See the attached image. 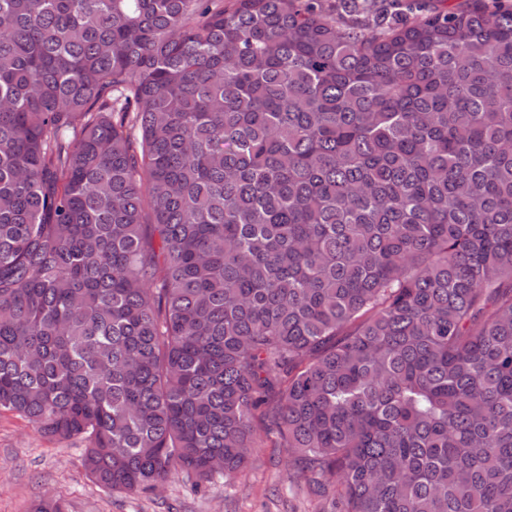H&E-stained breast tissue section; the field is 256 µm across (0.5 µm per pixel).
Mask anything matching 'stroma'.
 Returning <instances> with one entry per match:
<instances>
[{
    "label": "stroma",
    "instance_id": "1",
    "mask_svg": "<svg viewBox=\"0 0 512 512\" xmlns=\"http://www.w3.org/2000/svg\"><path fill=\"white\" fill-rule=\"evenodd\" d=\"M265 436L246 472L218 477L195 489L183 473L162 488L127 494L98 487L83 466L86 444L45 436L19 416L0 413V512H32L48 495L61 498L65 512H322L323 503L287 449Z\"/></svg>",
    "mask_w": 512,
    "mask_h": 512
}]
</instances>
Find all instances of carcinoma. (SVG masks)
<instances>
[{
  "instance_id": "carcinoma-1",
  "label": "carcinoma",
  "mask_w": 512,
  "mask_h": 512,
  "mask_svg": "<svg viewBox=\"0 0 512 512\" xmlns=\"http://www.w3.org/2000/svg\"><path fill=\"white\" fill-rule=\"evenodd\" d=\"M0 0V412L102 489L512 512V0Z\"/></svg>"
}]
</instances>
